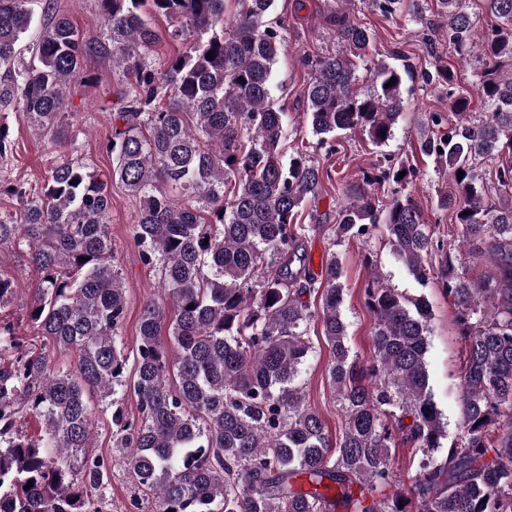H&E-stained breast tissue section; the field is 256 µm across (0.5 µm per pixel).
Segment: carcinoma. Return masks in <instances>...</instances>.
Returning <instances> with one entry per match:
<instances>
[{
    "mask_svg": "<svg viewBox=\"0 0 512 512\" xmlns=\"http://www.w3.org/2000/svg\"><path fill=\"white\" fill-rule=\"evenodd\" d=\"M435 2L456 55L470 57L474 24L463 0ZM485 2L495 21L477 57L485 119L468 118L471 101L450 69L422 74L444 87L455 114L447 122L430 113L431 126L448 131L419 151L453 183L440 205L455 206L463 250L429 232L405 194L416 170L403 162L363 172L337 224L348 239L385 224L397 258L421 281L436 275L457 310L466 341L461 423L444 453L424 361L426 302L368 281L373 356L364 363L346 345L336 260L319 280L304 270L307 227L296 216L323 172L303 154L281 152L284 112L271 101L270 80L288 23L269 22L274 0H237L231 16L224 0H98L103 30L94 40L79 36L61 0H45L28 47L29 0H0V113L26 112L59 149L47 184L12 185L18 213L0 212V264L25 257L42 275L24 307L40 349L0 323V512H107L111 468L88 452L91 394L113 407L115 450L152 497L151 512H512V72L501 75L512 63V0ZM368 5L388 16L403 0ZM154 17L167 19L181 46L158 67ZM333 23L343 49L302 59L315 147L347 131L382 146L412 71L370 59L367 29L344 9ZM100 54L120 64L124 87L107 176L68 155L76 113L67 86ZM481 161L498 165L486 176ZM488 179L502 192L496 203ZM112 180L139 200L133 238L158 287L142 308L132 361L118 335L126 298L108 231ZM386 184L393 189L381 207L375 190ZM169 187L196 205L175 201ZM466 253L489 255L494 272L466 277ZM19 294L0 273V309ZM313 322L332 354L328 377L343 420L336 438L298 381ZM71 350L74 367H52L55 354ZM125 388L137 398L136 421L117 408ZM28 414L43 421L36 440L19 431ZM399 442L421 453L408 485L392 470ZM385 486L391 495H373Z\"/></svg>",
    "mask_w": 512,
    "mask_h": 512,
    "instance_id": "carcinoma-1",
    "label": "carcinoma"
}]
</instances>
